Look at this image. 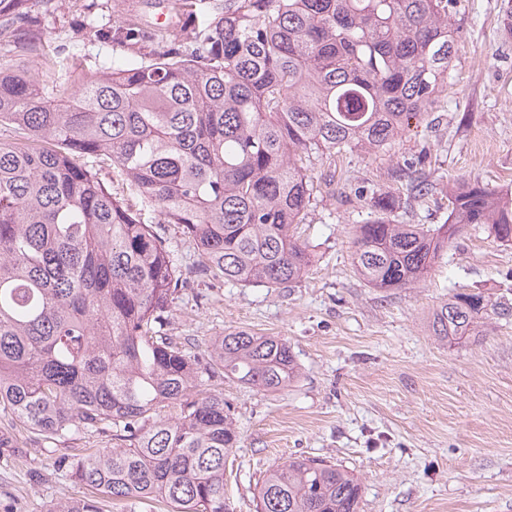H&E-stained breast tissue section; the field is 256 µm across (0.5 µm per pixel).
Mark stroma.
<instances>
[{
    "instance_id": "1",
    "label": "stroma",
    "mask_w": 512,
    "mask_h": 512,
    "mask_svg": "<svg viewBox=\"0 0 512 512\" xmlns=\"http://www.w3.org/2000/svg\"><path fill=\"white\" fill-rule=\"evenodd\" d=\"M512 0H456L460 30L448 80L425 121L391 150L338 154L315 165L314 200L298 232L314 254L285 288L201 282L176 294L167 333L229 332L287 340L299 380L267 394L230 381L224 400L239 446L224 466L229 512H256L257 484L291 456L323 459L363 486L359 512H512V316L479 340H438L436 307L453 291L512 300V245L468 226L423 280L368 286L352 260L353 228L372 221V192L400 188L406 224L448 217V190L479 181L512 187ZM25 37L0 45V66L36 70L44 46L79 47L92 72L124 51L91 37V23L153 25L158 0H20ZM52 453L19 435L0 448V512H45L83 495L61 479Z\"/></svg>"
}]
</instances>
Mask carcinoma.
Segmentation results:
<instances>
[{
    "instance_id": "carcinoma-1",
    "label": "carcinoma",
    "mask_w": 512,
    "mask_h": 512,
    "mask_svg": "<svg viewBox=\"0 0 512 512\" xmlns=\"http://www.w3.org/2000/svg\"><path fill=\"white\" fill-rule=\"evenodd\" d=\"M183 27L102 25L130 50L95 72L40 49L38 71L0 66V414L58 446L53 467L89 493L47 512L162 500L170 512H227L224 465L237 432L217 379L263 392L299 367L278 336L230 332L206 352L164 330L175 294L199 280L286 287L313 254L296 236L314 162L391 147L422 121L448 79L455 0H179ZM109 161L158 221L113 196ZM353 233L354 266L373 288L424 278L470 224L512 242V192L450 193L445 223L397 224L395 196ZM176 224L198 249L182 269L161 234ZM512 307L454 292L433 314L442 340L479 336ZM362 485L314 457L270 467L257 512H358Z\"/></svg>"
}]
</instances>
